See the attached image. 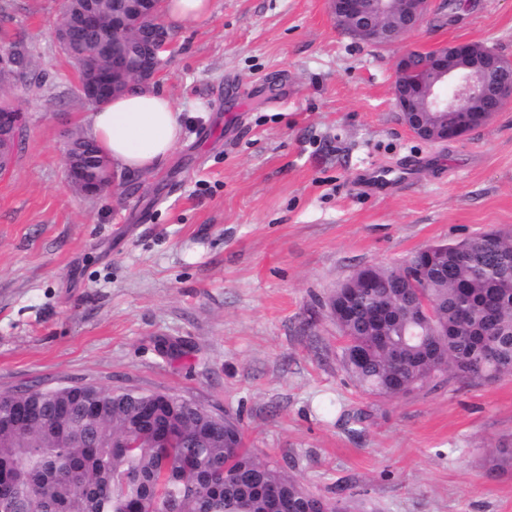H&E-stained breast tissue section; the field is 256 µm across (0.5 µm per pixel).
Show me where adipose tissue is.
<instances>
[{
	"instance_id": "obj_1",
	"label": "adipose tissue",
	"mask_w": 512,
	"mask_h": 512,
	"mask_svg": "<svg viewBox=\"0 0 512 512\" xmlns=\"http://www.w3.org/2000/svg\"><path fill=\"white\" fill-rule=\"evenodd\" d=\"M89 135L112 164L135 175L169 162L182 137L170 98L152 87L114 96L87 118Z\"/></svg>"
}]
</instances>
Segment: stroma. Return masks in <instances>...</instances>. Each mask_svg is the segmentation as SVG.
Returning a JSON list of instances; mask_svg holds the SVG:
<instances>
[{"label":"stroma","mask_w":512,"mask_h":512,"mask_svg":"<svg viewBox=\"0 0 512 512\" xmlns=\"http://www.w3.org/2000/svg\"><path fill=\"white\" fill-rule=\"evenodd\" d=\"M60 6L0 0V46L31 52L0 174V393L168 391L239 418L254 454L350 512H512V467L486 475L489 449L512 448V376L364 393L323 305L361 267L512 228V107L428 143L393 100L406 50L512 59V0H430L389 48L345 34L328 0H212L155 78L180 146L97 197L66 173L90 110L54 39Z\"/></svg>","instance_id":"1"}]
</instances>
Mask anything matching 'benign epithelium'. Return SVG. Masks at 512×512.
Returning a JSON list of instances; mask_svg holds the SVG:
<instances>
[{
	"label": "benign epithelium",
	"mask_w": 512,
	"mask_h": 512,
	"mask_svg": "<svg viewBox=\"0 0 512 512\" xmlns=\"http://www.w3.org/2000/svg\"><path fill=\"white\" fill-rule=\"evenodd\" d=\"M158 0H130L129 12L114 15L103 26L97 0H79L71 23L55 32L57 42L70 48L83 34L101 37L112 44L108 67L95 70V76L79 83L82 101L100 106L112 96L115 85L125 79L147 81L141 65L148 50L160 71L171 52L172 42L154 29H144L135 42L124 35L139 28L155 13ZM429 0H329L336 22L347 33L377 45H389L417 29L426 16ZM512 62L491 50L479 51L472 42L440 45L425 52V74L413 76L412 53L401 55L396 63L393 97L409 131L428 142L461 141L470 132L474 112L491 114L512 104V79L502 70ZM456 113L448 125V113ZM18 112L0 113V162L10 158L18 137ZM68 178L83 194L96 196L109 183L77 159L68 160Z\"/></svg>",
	"instance_id": "benign-epithelium-1"
}]
</instances>
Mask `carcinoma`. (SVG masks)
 <instances>
[{
  "mask_svg": "<svg viewBox=\"0 0 512 512\" xmlns=\"http://www.w3.org/2000/svg\"><path fill=\"white\" fill-rule=\"evenodd\" d=\"M81 52L107 64L96 38ZM13 81L29 51L10 48ZM434 316L413 321L417 304ZM343 338L341 363L364 391L407 395L450 374L492 382L512 375V230L420 248L394 267L357 270L328 297ZM496 350L483 352V337ZM512 466V448L490 455L486 475ZM346 512L277 464L244 448L230 415L164 391L73 385L0 396V503L8 512Z\"/></svg>",
  "mask_w": 512,
  "mask_h": 512,
  "instance_id": "1",
  "label": "carcinoma"
}]
</instances>
